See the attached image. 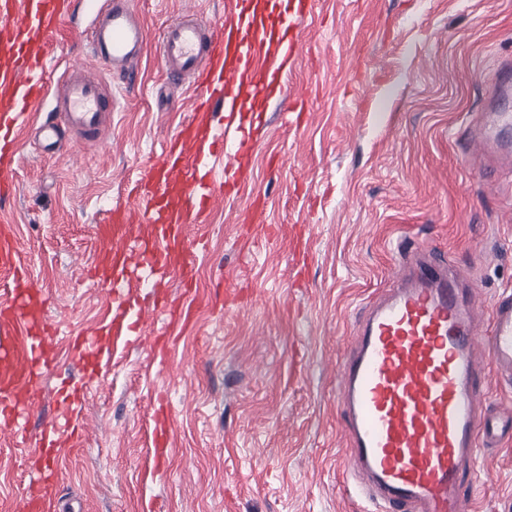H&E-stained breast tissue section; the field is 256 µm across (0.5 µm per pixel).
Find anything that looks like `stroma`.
Instances as JSON below:
<instances>
[{"label":"stroma","mask_w":512,"mask_h":512,"mask_svg":"<svg viewBox=\"0 0 512 512\" xmlns=\"http://www.w3.org/2000/svg\"><path fill=\"white\" fill-rule=\"evenodd\" d=\"M134 6L148 45L131 84L105 77L83 12L56 32L51 75L82 66L116 104L98 141L74 136L60 156L21 134L16 193L0 202L60 352L25 434L0 430V512H18L36 477L26 460L68 380L85 389L88 431L49 464L70 512H381L343 464L338 368L391 286L397 240L440 253L484 304L512 291V163L466 145L476 118L498 110L490 82L512 61V0H317L240 193L217 195L207 223L185 228L204 296L193 327L157 354L167 320L154 313L106 366L68 352L111 296L85 274L95 226L106 209L140 206L127 182L188 116L192 91L166 73L163 28L187 10L224 19V0ZM472 512H512V442L481 451Z\"/></svg>","instance_id":"1"}]
</instances>
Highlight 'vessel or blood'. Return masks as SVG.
Listing matches in <instances>:
<instances>
[{"label":"vessel or blood","mask_w":512,"mask_h":512,"mask_svg":"<svg viewBox=\"0 0 512 512\" xmlns=\"http://www.w3.org/2000/svg\"><path fill=\"white\" fill-rule=\"evenodd\" d=\"M73 0H0V200L13 195L16 137L31 112L55 95L58 118L36 135L49 153H61L65 134L96 138L110 105L101 82L81 67L57 85L45 77L48 39L68 17ZM94 20L92 53L112 75L132 74L147 32L133 0H82ZM311 4L292 0H229L220 25L182 15L166 29L162 60L169 74L190 78L197 94L191 116L168 150L146 170L144 208H114L101 221L93 277L112 282L109 319L95 334L76 337L75 351L94 356L137 332L141 315L134 269L159 276L178 273L184 288L195 280L192 246L184 227L213 201L212 180L234 192L250 166L258 104L285 83L281 60L295 59L299 21ZM0 271L11 277L0 299V420H27L35 386L55 360L56 332L46 298L15 246L9 223L0 224ZM480 291L449 271L440 254L420 245L407 250L385 299L364 316L339 367L347 464L388 512H468L478 448L512 440V409L489 405L475 359ZM488 346L500 379L512 381V293L491 304ZM63 424L80 436L73 416L81 389L61 390ZM54 469L29 486L22 512H58L50 495Z\"/></svg>","instance_id":"obj_1"}]
</instances>
